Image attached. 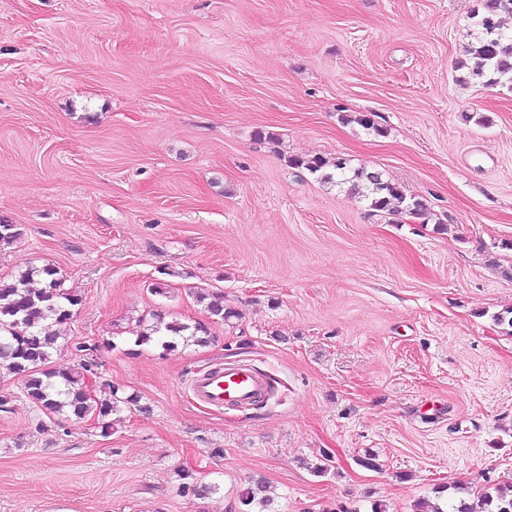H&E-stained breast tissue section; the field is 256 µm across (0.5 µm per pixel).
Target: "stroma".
I'll return each instance as SVG.
<instances>
[{
    "mask_svg": "<svg viewBox=\"0 0 512 512\" xmlns=\"http://www.w3.org/2000/svg\"><path fill=\"white\" fill-rule=\"evenodd\" d=\"M476 5L0 0V222L18 230L0 280L54 266L83 302L52 367L142 405L104 437L0 376V512H239L254 478L276 512H415L512 484V329L493 320L512 309V87L456 67ZM313 156L381 172L434 222L289 164ZM203 290L235 326L136 345L155 316L205 319ZM235 362L276 397L194 399ZM181 469L219 493H182Z\"/></svg>",
    "mask_w": 512,
    "mask_h": 512,
    "instance_id": "obj_1",
    "label": "stroma"
}]
</instances>
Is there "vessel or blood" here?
Instances as JSON below:
<instances>
[{"mask_svg": "<svg viewBox=\"0 0 512 512\" xmlns=\"http://www.w3.org/2000/svg\"><path fill=\"white\" fill-rule=\"evenodd\" d=\"M265 386L264 379L244 364L211 369L192 382L195 397L215 407L248 406L263 393Z\"/></svg>", "mask_w": 512, "mask_h": 512, "instance_id": "1", "label": "vessel or blood"}]
</instances>
